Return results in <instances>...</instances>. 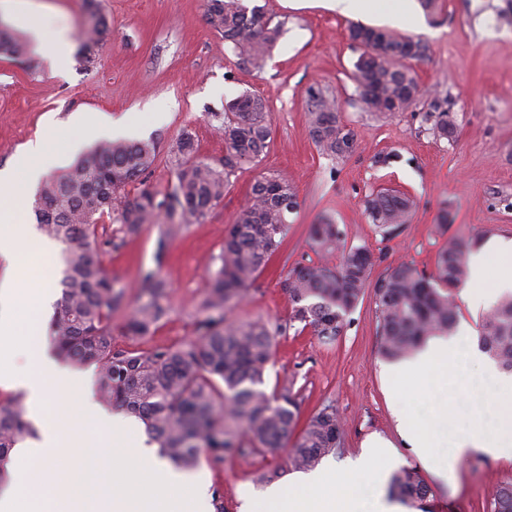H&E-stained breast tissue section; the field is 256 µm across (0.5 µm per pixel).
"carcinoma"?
<instances>
[{
	"mask_svg": "<svg viewBox=\"0 0 512 512\" xmlns=\"http://www.w3.org/2000/svg\"><path fill=\"white\" fill-rule=\"evenodd\" d=\"M207 23L253 67H263L283 33L261 7L244 0H206ZM108 31L97 13L84 28L78 57L88 65ZM384 51L370 63L361 57L355 80L371 112H404L414 104L419 83L397 50L411 40L385 33ZM0 51L22 55L23 39L0 26ZM311 129L316 147L329 156H344L341 142L351 134L336 117V103L312 95ZM224 136V164L218 168L195 156L192 136L184 133L173 146L175 179L164 191L141 189L129 197L122 191L152 166L157 145L149 141H105L90 157L61 176L46 180L34 200L40 232L62 246L63 275L52 321L56 354L75 366L95 364L102 402L141 420L161 452L191 469L206 453L213 462L288 449L292 471L314 468L343 447L336 410L327 405L299 424V404L290 388L267 393L265 373L274 337L286 331L262 322H239L228 313L248 295L258 275L279 251L287 215L298 207L288 178L262 173L251 187L248 205L224 235L220 265L206 284L201 302L204 317L198 335L176 347L154 352L118 349L112 343V310L124 293L99 257L97 225L108 218L130 233L165 216L171 224H190L207 215L221 200L235 168L258 165L270 140V125L261 99L238 96L216 114ZM413 201L396 191L367 200L365 212L379 232L392 237L410 222ZM314 246L339 255L336 264L297 261L283 281L292 308L288 325L300 323L332 342L341 335L347 315L369 285L376 264L364 246L347 245L342 230L328 218L310 225ZM479 238H450L439 249L432 273L411 262L385 270L373 286L379 351L387 360L410 357L430 338L451 334L459 321L454 290L469 274L472 249ZM141 302L125 324V335H148L168 315L167 285L152 270L142 272ZM478 342L499 369L512 373V294L499 299L478 324ZM22 399L0 404V462L29 435ZM512 482L492 488L487 512H512ZM392 499L431 512V487L415 468L403 467L388 480Z\"/></svg>",
	"mask_w": 512,
	"mask_h": 512,
	"instance_id": "1",
	"label": "carcinoma"
}]
</instances>
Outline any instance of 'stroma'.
Segmentation results:
<instances>
[{
	"mask_svg": "<svg viewBox=\"0 0 512 512\" xmlns=\"http://www.w3.org/2000/svg\"><path fill=\"white\" fill-rule=\"evenodd\" d=\"M36 11H19L6 24L27 43L17 57L0 53V170L9 168L20 147L44 135L50 125L96 113L122 120L128 141L155 140L157 155L143 179L126 192L150 187L166 189L175 167L171 148L182 133H191L198 158L220 164L224 138L217 130V112L240 94L264 102L271 124L270 143L259 166L238 168L222 201L192 224L165 220L121 235L116 224L99 225L101 258L125 292L112 314L116 348L152 352L196 336L209 273L218 265L224 229L249 202L250 188L262 172L287 175L298 207L287 217L279 253L258 276L249 296L232 318L285 322L291 301L282 282L298 260H321L309 242V228L329 215L347 243L367 247L378 262L374 275L400 261L419 270L434 268L446 238L438 229L441 210L453 218L450 232L485 239H512V0H435L425 10L413 0L417 24L393 23L387 30L422 42L423 59L412 67L424 90L407 111L389 115L368 111L354 80L362 53L349 38L356 16L318 7L296 9L289 0H247L265 15L283 22L284 33L262 68L243 63L208 24L205 0H33ZM100 11L109 35L91 69L71 63L52 69L36 50L37 34L66 30L79 41L88 14ZM336 101L338 118L356 135L355 150L344 157L321 154L310 126V91ZM448 112L452 132L433 131L430 102ZM389 189L414 203L410 224L394 237L378 232L365 214L371 195ZM123 236L120 249L110 238ZM166 249H159V242ZM158 270L168 285V317L149 335H124L128 315L140 303L141 272ZM376 306L372 293L348 314L341 336L323 342L311 330L291 328L275 338L265 390L288 386L297 393L301 418L332 406L343 425L344 446L329 462L348 465L367 452L375 439L389 443L396 467H416L430 483L435 512H487L491 488L512 482V460L481 452L463 456L453 472L441 474L423 464L417 449L400 433L388 394V360L378 351ZM467 374L456 388H432L404 401L419 420L431 421L440 406L451 416L437 433L443 442L435 455L448 457L445 442L461 423L480 417L486 428L496 424L498 410L490 399L496 379L486 360H469ZM286 454L230 457L213 464L201 459L211 489L221 494L222 508L208 512H242L246 499H263L268 486L255 481L257 472L283 466Z\"/></svg>",
	"mask_w": 512,
	"mask_h": 512,
	"instance_id": "obj_1",
	"label": "stroma"
}]
</instances>
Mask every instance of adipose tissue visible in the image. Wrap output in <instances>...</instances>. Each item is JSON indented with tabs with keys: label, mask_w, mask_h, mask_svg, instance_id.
I'll return each instance as SVG.
<instances>
[{
	"label": "adipose tissue",
	"mask_w": 512,
	"mask_h": 512,
	"mask_svg": "<svg viewBox=\"0 0 512 512\" xmlns=\"http://www.w3.org/2000/svg\"><path fill=\"white\" fill-rule=\"evenodd\" d=\"M122 124H106L81 116L46 138L28 142L11 168L0 171V223H12L10 201L28 197L33 185L60 159L57 143L66 150L101 138L123 135ZM64 149V150H65ZM14 225L0 235V387L26 396L27 416L37 433L14 448L4 467L7 482L0 488V512H203L207 498L204 475L188 476L150 448L124 449L134 432L131 419L112 414L92 399L89 377L61 365L51 354L48 327L52 291L38 271L48 245L31 225ZM24 354V365L15 357ZM394 401L429 388L457 384L460 369L456 342L430 341L412 360L389 370ZM79 397L75 414L57 418L54 408L69 394ZM496 401L505 409L493 430L473 419L456 438L449 464L468 451L512 458V377L499 380ZM440 409L434 422L417 423L409 413L397 415L398 427L424 461H432L435 427L447 422ZM389 466L376 449L350 471L324 467L299 484L273 491L264 506L248 502V512H359L361 482L379 478Z\"/></svg>",
	"instance_id": "1"
}]
</instances>
